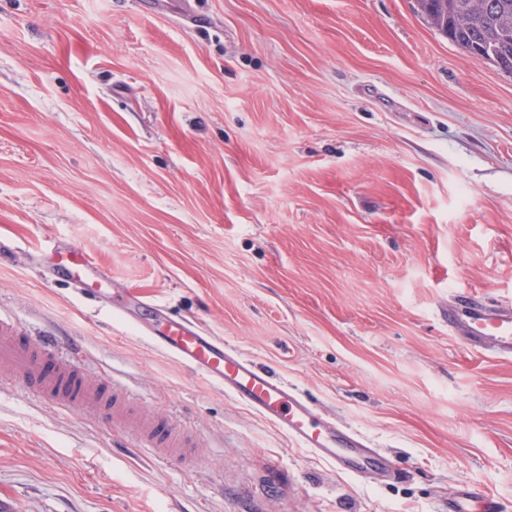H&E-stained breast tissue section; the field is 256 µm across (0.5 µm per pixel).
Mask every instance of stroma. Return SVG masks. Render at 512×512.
<instances>
[{
	"instance_id": "1",
	"label": "stroma",
	"mask_w": 512,
	"mask_h": 512,
	"mask_svg": "<svg viewBox=\"0 0 512 512\" xmlns=\"http://www.w3.org/2000/svg\"><path fill=\"white\" fill-rule=\"evenodd\" d=\"M0 0V318L73 351L197 443L0 372V512H512V360L449 297L512 302V75L415 0ZM189 319L360 431L387 480L334 468L49 272ZM52 266L65 273L68 280L82 292H99L107 288H100L107 278L103 267L96 262L86 251L79 248H63L53 255ZM131 429L140 445L150 448L160 460L177 459L184 466L188 464V467L196 461L190 434L176 427L167 415L132 423ZM497 497L490 491L475 492L467 486L457 488L448 498V512H500Z\"/></svg>"
}]
</instances>
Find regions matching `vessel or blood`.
I'll use <instances>...</instances> for the list:
<instances>
[{
	"mask_svg": "<svg viewBox=\"0 0 512 512\" xmlns=\"http://www.w3.org/2000/svg\"><path fill=\"white\" fill-rule=\"evenodd\" d=\"M52 265L83 292L99 293L107 278L98 262L75 247L57 250ZM445 316L449 331L467 349L512 357V304L492 307L476 299L454 301ZM137 329L162 352L256 411L337 470L392 474L390 459L362 435L205 329L178 318L166 319L158 328L141 323ZM0 365L14 370L34 394L63 409L79 408L108 420L123 416L131 403L113 383L78 370L49 341L27 336L7 322L0 323ZM131 429L140 445L158 459H175L185 465L196 460L190 434L168 416L132 423ZM499 510L497 497L487 490L462 486L448 499V512Z\"/></svg>",
	"mask_w": 512,
	"mask_h": 512,
	"instance_id": "1",
	"label": "vessel or blood"
}]
</instances>
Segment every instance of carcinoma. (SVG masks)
<instances>
[{
  "mask_svg": "<svg viewBox=\"0 0 512 512\" xmlns=\"http://www.w3.org/2000/svg\"><path fill=\"white\" fill-rule=\"evenodd\" d=\"M423 20L474 58L512 75V0H416Z\"/></svg>",
  "mask_w": 512,
  "mask_h": 512,
  "instance_id": "obj_1",
  "label": "carcinoma"
}]
</instances>
